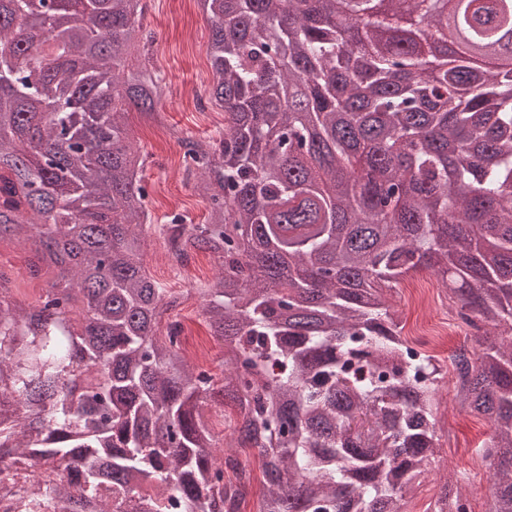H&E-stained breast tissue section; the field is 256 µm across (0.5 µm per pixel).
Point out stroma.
Instances as JSON below:
<instances>
[{
    "label": "stroma",
    "mask_w": 512,
    "mask_h": 512,
    "mask_svg": "<svg viewBox=\"0 0 512 512\" xmlns=\"http://www.w3.org/2000/svg\"><path fill=\"white\" fill-rule=\"evenodd\" d=\"M141 23L151 36L150 50L145 53L134 48L125 60L130 64L148 60L166 77L158 120L146 119L135 111L127 117L132 143L145 160L143 180L149 192L148 208L153 222L152 228L145 231L144 265L156 280L182 294V305L167 312L164 319L182 324L187 354L208 352L205 367L219 382L224 377L223 345L209 332L198 292L200 283L211 280L218 272L219 261L199 253L191 258L185 273L176 274L164 262L163 241L153 230L154 225L169 223L176 214L186 217L191 224L204 223L207 214L205 199L197 192L194 181L184 176L177 138L188 133L206 142L224 127L220 108L202 110L191 101L192 95H206L212 79L208 57L211 22L199 0H151ZM30 258L29 250L6 241L0 243V269L13 280V296L34 305L47 281L30 277ZM438 419L442 429L440 448L416 481L413 494L408 495L407 512H426L444 477L459 470L469 471L471 461L461 456V448L480 447L492 433L491 424L463 408L450 387L441 392Z\"/></svg>",
    "instance_id": "35a3bbf8"
}]
</instances>
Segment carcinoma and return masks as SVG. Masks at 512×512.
Listing matches in <instances>:
<instances>
[{
    "mask_svg": "<svg viewBox=\"0 0 512 512\" xmlns=\"http://www.w3.org/2000/svg\"><path fill=\"white\" fill-rule=\"evenodd\" d=\"M201 2L224 133L177 138L208 217L158 233L175 264L221 261L201 292L219 390L179 322L159 333L181 295L144 267L145 160L125 114L158 118L163 77L123 55L148 41L131 27L147 0H75L72 28L97 21L79 36L46 11L38 46L18 32L30 0L0 12V241L34 246L30 275L52 280L25 307L0 272V496L16 512H241L250 470L215 460L211 399L258 451V512H404L439 447L446 374L402 336L391 291L427 270L474 329L456 397L493 427L487 512H512V60L444 51L456 29L508 48L512 0H447L445 16L433 0ZM466 480L430 512H470Z\"/></svg>",
    "mask_w": 512,
    "mask_h": 512,
    "instance_id": "1",
    "label": "carcinoma"
}]
</instances>
